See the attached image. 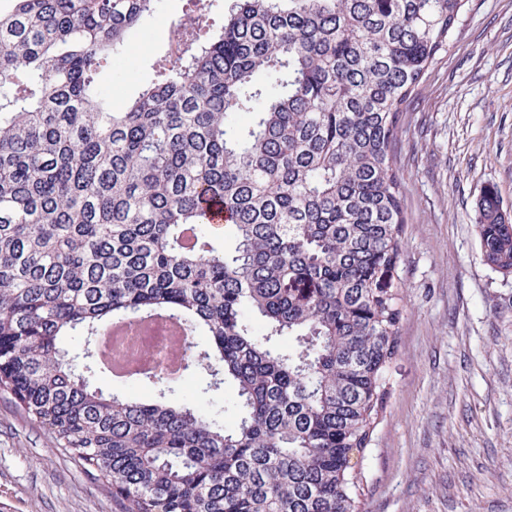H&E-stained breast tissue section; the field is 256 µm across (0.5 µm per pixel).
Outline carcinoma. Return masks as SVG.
I'll return each mask as SVG.
<instances>
[{
    "label": "carcinoma",
    "mask_w": 512,
    "mask_h": 512,
    "mask_svg": "<svg viewBox=\"0 0 512 512\" xmlns=\"http://www.w3.org/2000/svg\"><path fill=\"white\" fill-rule=\"evenodd\" d=\"M214 2L187 0L122 112L99 78L156 0L0 11V393L118 512H358L350 461L400 317L392 144L467 0H229L217 32ZM476 214L483 261L511 274L494 188ZM151 312L185 319L182 371L235 383L234 427L172 399L148 348L128 377L153 400L97 386L112 320ZM78 331L81 372L61 347ZM207 219L210 224H224V206L222 202L218 200L210 202V204L208 205ZM216 227L219 228L221 235V239L219 241L222 245L224 244V251L227 253L233 252L236 246V242L231 231L229 229H226V233L224 236V225Z\"/></svg>",
    "instance_id": "obj_1"
}]
</instances>
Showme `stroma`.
Wrapping results in <instances>:
<instances>
[{"label": "stroma", "instance_id": "stroma-1", "mask_svg": "<svg viewBox=\"0 0 512 512\" xmlns=\"http://www.w3.org/2000/svg\"><path fill=\"white\" fill-rule=\"evenodd\" d=\"M186 0H158L106 83L124 109L154 77ZM405 224L397 351L355 477L360 512H512V274L482 259L485 187L512 216V0H468L447 53L399 115ZM202 370L177 397L233 426L236 389ZM0 512H117L51 435L0 393Z\"/></svg>", "mask_w": 512, "mask_h": 512}]
</instances>
